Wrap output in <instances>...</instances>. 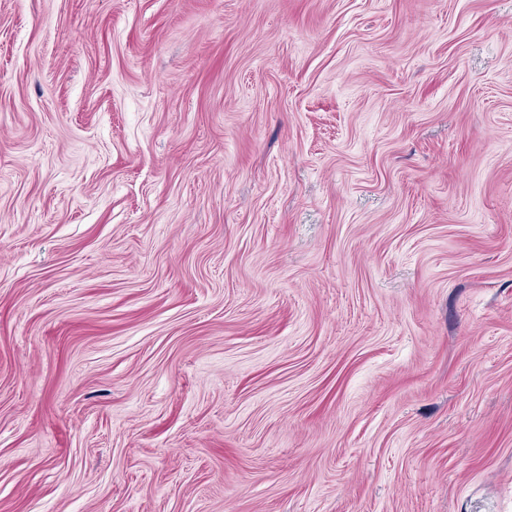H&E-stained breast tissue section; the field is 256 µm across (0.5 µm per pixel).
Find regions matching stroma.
I'll return each instance as SVG.
<instances>
[{
  "label": "stroma",
  "mask_w": 512,
  "mask_h": 512,
  "mask_svg": "<svg viewBox=\"0 0 512 512\" xmlns=\"http://www.w3.org/2000/svg\"><path fill=\"white\" fill-rule=\"evenodd\" d=\"M0 512H512V0H0Z\"/></svg>",
  "instance_id": "1"
}]
</instances>
